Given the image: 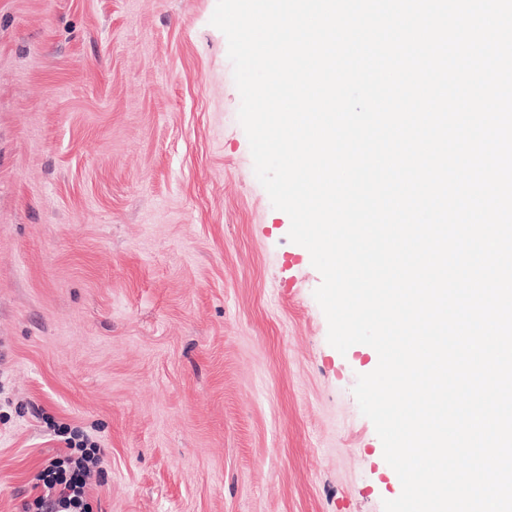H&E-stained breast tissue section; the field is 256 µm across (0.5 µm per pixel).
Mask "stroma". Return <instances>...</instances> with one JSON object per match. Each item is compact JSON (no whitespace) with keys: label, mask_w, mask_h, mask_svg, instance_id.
I'll use <instances>...</instances> for the list:
<instances>
[{"label":"stroma","mask_w":512,"mask_h":512,"mask_svg":"<svg viewBox=\"0 0 512 512\" xmlns=\"http://www.w3.org/2000/svg\"><path fill=\"white\" fill-rule=\"evenodd\" d=\"M216 0H0V512L65 424L91 512H383L322 276L258 181Z\"/></svg>","instance_id":"1"}]
</instances>
